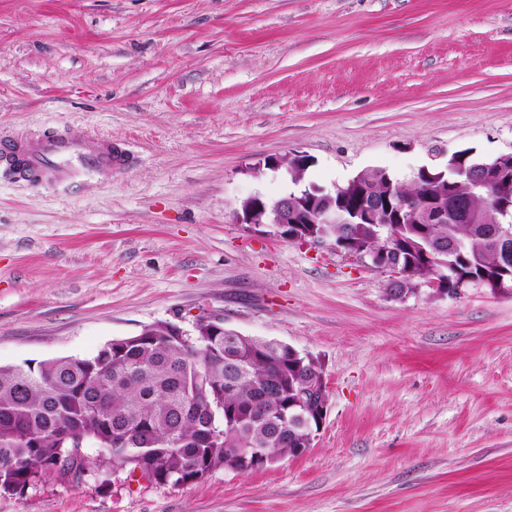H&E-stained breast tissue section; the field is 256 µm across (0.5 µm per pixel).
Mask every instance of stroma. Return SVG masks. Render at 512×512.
Returning <instances> with one entry per match:
<instances>
[{
	"label": "stroma",
	"mask_w": 512,
	"mask_h": 512,
	"mask_svg": "<svg viewBox=\"0 0 512 512\" xmlns=\"http://www.w3.org/2000/svg\"><path fill=\"white\" fill-rule=\"evenodd\" d=\"M55 131L125 173L74 189L0 164V366L199 318L313 357L311 448L186 486L98 463L0 512H512V289L422 287L240 224L246 199L358 172L408 182L512 152V0H0V134Z\"/></svg>",
	"instance_id": "35a3bbf8"
}]
</instances>
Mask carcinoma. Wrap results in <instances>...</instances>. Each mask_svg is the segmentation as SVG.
I'll use <instances>...</instances> for the list:
<instances>
[{
    "label": "carcinoma",
    "mask_w": 512,
    "mask_h": 512,
    "mask_svg": "<svg viewBox=\"0 0 512 512\" xmlns=\"http://www.w3.org/2000/svg\"><path fill=\"white\" fill-rule=\"evenodd\" d=\"M375 193L391 202L426 192L424 183L405 187L382 169L359 173ZM470 201L471 218L458 224H426L415 234L414 217L403 222L381 211L375 224H319L316 232L334 241L352 240L372 255L405 266L419 281L434 273L423 251L460 247L461 270L487 279L504 263L490 227L503 212L466 184L454 186ZM206 380L200 406L220 408V418L188 409L185 387ZM303 357L266 339L221 333L200 343L158 333L136 343L110 342L88 357H62L37 365L0 366V494H23L55 471L79 483L92 461L85 442L101 448L107 466L124 467L155 484L188 485L228 466L239 472L261 469L245 456L263 453L272 465L292 455L281 415L292 411L303 382L316 383Z\"/></svg>",
    "instance_id": "cac0c4a2"
}]
</instances>
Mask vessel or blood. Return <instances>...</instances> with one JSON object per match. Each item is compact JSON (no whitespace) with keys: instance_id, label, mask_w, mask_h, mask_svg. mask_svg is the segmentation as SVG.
Returning a JSON list of instances; mask_svg holds the SVG:
<instances>
[{"instance_id":"vessel-or-blood-1","label":"vessel or blood","mask_w":512,"mask_h":512,"mask_svg":"<svg viewBox=\"0 0 512 512\" xmlns=\"http://www.w3.org/2000/svg\"><path fill=\"white\" fill-rule=\"evenodd\" d=\"M0 158L34 184L78 185L106 181L129 165L125 143L102 139L94 152L60 134H17L0 143Z\"/></svg>"}]
</instances>
